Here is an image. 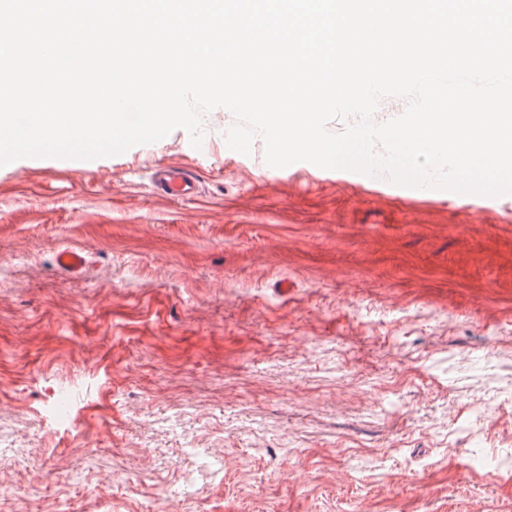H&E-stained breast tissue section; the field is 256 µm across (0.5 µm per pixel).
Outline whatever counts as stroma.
Returning a JSON list of instances; mask_svg holds the SVG:
<instances>
[{
    "label": "stroma",
    "mask_w": 512,
    "mask_h": 512,
    "mask_svg": "<svg viewBox=\"0 0 512 512\" xmlns=\"http://www.w3.org/2000/svg\"><path fill=\"white\" fill-rule=\"evenodd\" d=\"M234 122L0 166V512H512V195ZM153 191L164 198L185 199L195 196L197 184L194 176L187 170L161 166L154 172Z\"/></svg>",
    "instance_id": "35a3bbf8"
}]
</instances>
